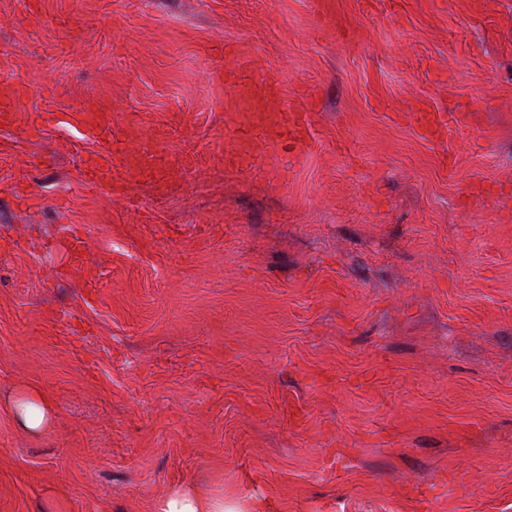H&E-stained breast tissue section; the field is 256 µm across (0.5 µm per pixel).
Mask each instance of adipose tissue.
<instances>
[{"mask_svg":"<svg viewBox=\"0 0 512 512\" xmlns=\"http://www.w3.org/2000/svg\"><path fill=\"white\" fill-rule=\"evenodd\" d=\"M8 406L18 425L39 436L52 425L54 411L50 400L40 391L19 392ZM266 499L253 496L246 500L228 498L217 485H179L172 487L155 505V512H268Z\"/></svg>","mask_w":512,"mask_h":512,"instance_id":"adipose-tissue-1","label":"adipose tissue"}]
</instances>
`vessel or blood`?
<instances>
[{
	"instance_id": "1",
	"label": "vessel or blood",
	"mask_w": 512,
	"mask_h": 512,
	"mask_svg": "<svg viewBox=\"0 0 512 512\" xmlns=\"http://www.w3.org/2000/svg\"><path fill=\"white\" fill-rule=\"evenodd\" d=\"M224 84L231 91L233 111L245 115L240 129L247 134L248 149L245 154L236 156V163L256 165L284 146L303 152L309 150L311 140L305 103L285 105L279 97L275 81L256 78L250 58L238 54L227 55ZM93 127L101 150L89 173L98 182L113 189L119 188L120 182L109 162L111 113L99 112Z\"/></svg>"
}]
</instances>
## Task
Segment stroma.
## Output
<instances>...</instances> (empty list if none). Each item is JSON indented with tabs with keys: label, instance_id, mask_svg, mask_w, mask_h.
Returning a JSON list of instances; mask_svg holds the SVG:
<instances>
[{
	"label": "stroma",
	"instance_id": "stroma-1",
	"mask_svg": "<svg viewBox=\"0 0 512 512\" xmlns=\"http://www.w3.org/2000/svg\"><path fill=\"white\" fill-rule=\"evenodd\" d=\"M228 47L308 151L232 163ZM0 83V512H512V0H0ZM92 126L97 131L96 134L100 140L101 152L98 153V160L89 167V174L98 182L108 185L116 191L119 189L122 179H116L109 162L110 140L112 139V114L100 111ZM8 406L18 425L34 436H40L52 425L54 411L50 400L36 389L19 392ZM155 512H268V501L251 496L245 501L224 497V485L172 487L155 505Z\"/></svg>",
	"mask_w": 512,
	"mask_h": 512
}]
</instances>
